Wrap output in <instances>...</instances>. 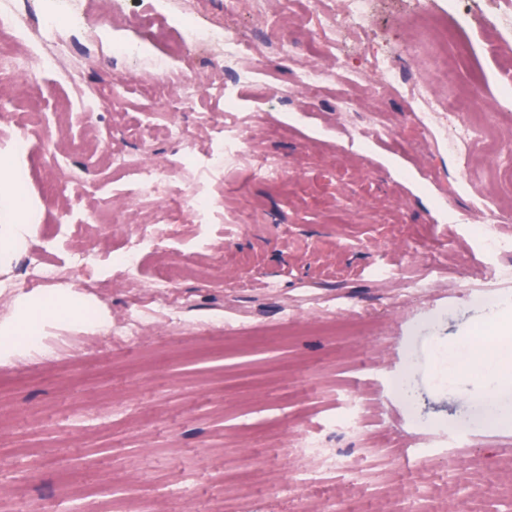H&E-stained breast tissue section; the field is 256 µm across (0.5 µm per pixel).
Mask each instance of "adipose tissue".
<instances>
[{
  "instance_id": "adipose-tissue-1",
  "label": "adipose tissue",
  "mask_w": 512,
  "mask_h": 512,
  "mask_svg": "<svg viewBox=\"0 0 512 512\" xmlns=\"http://www.w3.org/2000/svg\"><path fill=\"white\" fill-rule=\"evenodd\" d=\"M16 157L14 149L0 150V266L24 247L30 225L31 202L19 191L20 172ZM89 309L88 298L77 291L19 295L11 317L0 322V364L11 361L19 352L36 349L48 324L105 328L104 319L89 320ZM451 362L483 376L489 390L497 383L512 379L511 368L478 353L473 347L463 346L453 351Z\"/></svg>"
}]
</instances>
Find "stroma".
<instances>
[{
    "mask_svg": "<svg viewBox=\"0 0 512 512\" xmlns=\"http://www.w3.org/2000/svg\"><path fill=\"white\" fill-rule=\"evenodd\" d=\"M72 2L82 22L63 64L77 81L52 71L40 86H18L0 104V149L35 110L41 129L67 127L98 150L66 154L58 169L22 155L32 223L0 273V318L27 290L28 258L58 269L38 289L49 295L73 289L64 272L86 248L96 257L88 293L111 326L130 320L162 274L174 279L182 324L119 343L110 329L51 326L37 350L0 365V455L25 448L36 459L0 470V512L138 501L147 512H512V423L486 420L493 404L512 414V386L486 398L473 373L438 378L440 350L482 333L489 356H512L498 344L512 325V253L484 250L475 208L512 200L498 177L512 153L479 141L448 151L444 126L426 144L411 95L423 84L459 99L478 79L483 99L470 111L492 113L500 133H512L501 84L512 58L487 51L512 0H425L436 43L418 38L414 0H371L365 26L344 37L347 60L361 64L364 47L395 75L367 100L340 80L315 98L294 89L322 38L306 0H288L263 25L243 20L269 83L234 86L217 52L185 51L177 67L206 83L178 121L211 152L223 132L247 126L291 182L279 190L226 159L223 217L177 225L131 269L114 258L156 205L138 201L133 172L107 159L142 155L177 173L184 156L161 129L145 64L102 53L100 0ZM286 36L294 54H271ZM108 83L112 94L99 101ZM373 113L387 131L362 139ZM400 265L434 267L432 287L413 294L379 278V268Z\"/></svg>",
    "mask_w": 512,
    "mask_h": 512,
    "instance_id": "35a3bbf8",
    "label": "stroma"
}]
</instances>
